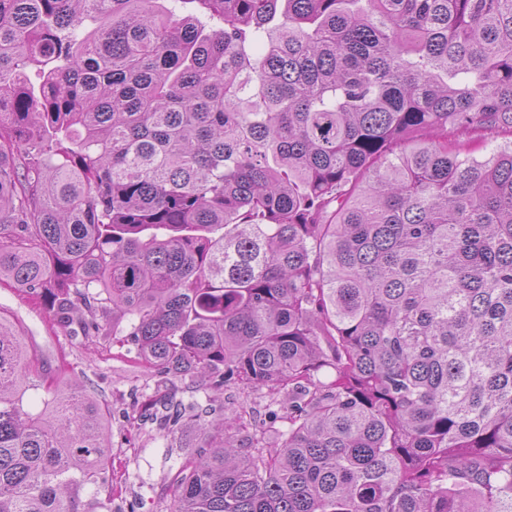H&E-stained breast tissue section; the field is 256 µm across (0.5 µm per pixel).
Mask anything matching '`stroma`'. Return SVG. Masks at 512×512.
<instances>
[{
  "mask_svg": "<svg viewBox=\"0 0 512 512\" xmlns=\"http://www.w3.org/2000/svg\"><path fill=\"white\" fill-rule=\"evenodd\" d=\"M0 315L20 330L45 376L80 386L104 410L112 459L99 495L110 512H170L174 476L195 453L204 426L244 411L260 421L272 409L288 413L282 396L233 384L218 391L206 377L133 364L117 338L73 334L17 289L0 287ZM159 397L182 407L185 420L175 432L164 433L147 417L148 401Z\"/></svg>",
  "mask_w": 512,
  "mask_h": 512,
  "instance_id": "35a3bbf8",
  "label": "stroma"
}]
</instances>
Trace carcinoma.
Instances as JSON below:
<instances>
[{
  "label": "carcinoma",
  "instance_id": "cac0c4a2",
  "mask_svg": "<svg viewBox=\"0 0 512 512\" xmlns=\"http://www.w3.org/2000/svg\"><path fill=\"white\" fill-rule=\"evenodd\" d=\"M0 284L288 396L170 512H512V0H0ZM37 372L0 316V512H102Z\"/></svg>",
  "mask_w": 512,
  "mask_h": 512
}]
</instances>
